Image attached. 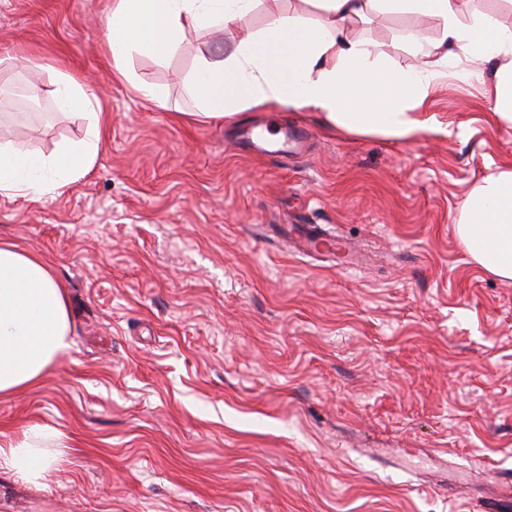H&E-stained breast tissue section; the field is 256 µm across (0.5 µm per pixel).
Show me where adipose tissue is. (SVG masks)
Returning <instances> with one entry per match:
<instances>
[{"mask_svg": "<svg viewBox=\"0 0 512 512\" xmlns=\"http://www.w3.org/2000/svg\"><path fill=\"white\" fill-rule=\"evenodd\" d=\"M322 17L308 22L295 13L270 11L265 26L218 55L200 53L185 80L199 116L225 119L275 105L320 112L351 133L407 140L428 127L416 113L430 87L458 57L491 71V109L512 122V28L486 17L466 19L469 0H308ZM257 0H112L105 47L117 74L158 108L168 106L163 84L136 80L132 62L161 63L186 38L187 28L214 32L238 24ZM433 19L439 36L405 35L418 56L403 68L351 35L355 21L374 13ZM58 109L83 115L86 136L48 157L0 141V195L41 198L83 176L99 149L102 117L95 96L70 74L57 72ZM459 234L471 255L489 271L512 278V170L488 177L465 199ZM67 288L51 267L17 243L0 240V396L35 385L72 347ZM34 429L18 443L0 444V472L38 483L53 465L38 452L44 439Z\"/></svg>", "mask_w": 512, "mask_h": 512, "instance_id": "ef3b65f1", "label": "adipose tissue"}]
</instances>
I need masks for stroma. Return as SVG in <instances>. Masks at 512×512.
I'll list each match as a JSON object with an SVG mask.
<instances>
[{"mask_svg":"<svg viewBox=\"0 0 512 512\" xmlns=\"http://www.w3.org/2000/svg\"><path fill=\"white\" fill-rule=\"evenodd\" d=\"M110 0H0V140L50 155L84 138L59 112L56 70L108 115L91 170L40 200L0 195V237L69 290L71 350L0 396V433L41 428L56 468L0 474V512H475L512 500V279L457 230L467 195L512 169V123L490 80L448 76L408 142L270 106L186 119L199 49L260 29L189 31L158 64L168 108L112 73ZM416 19L351 27L400 66ZM29 56L40 70L21 72ZM24 78L38 111L4 94ZM243 126L302 152L241 151Z\"/></svg>","mask_w":512,"mask_h":512,"instance_id":"35a3bbf8","label":"stroma"}]
</instances>
